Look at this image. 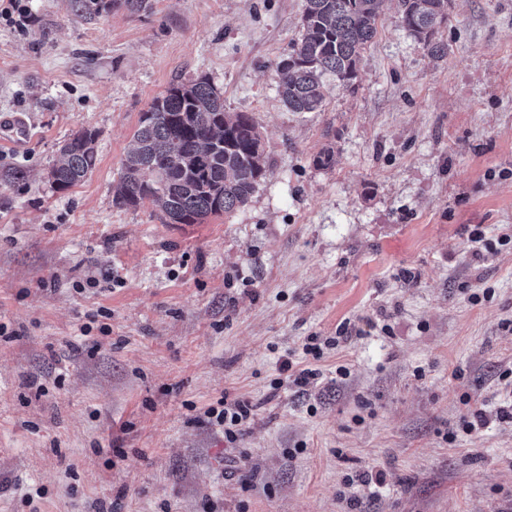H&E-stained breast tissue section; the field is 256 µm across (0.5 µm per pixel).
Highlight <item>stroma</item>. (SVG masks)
Listing matches in <instances>:
<instances>
[{"label": "stroma", "mask_w": 512, "mask_h": 512, "mask_svg": "<svg viewBox=\"0 0 512 512\" xmlns=\"http://www.w3.org/2000/svg\"><path fill=\"white\" fill-rule=\"evenodd\" d=\"M32 10L0 25V126L29 131L0 142V512H512V0H450L441 57L384 0L316 112L278 94L303 0ZM200 75L255 116L266 178L202 224L117 206L141 113ZM83 129L97 165L54 190ZM227 399L252 407L231 442Z\"/></svg>", "instance_id": "obj_1"}]
</instances>
